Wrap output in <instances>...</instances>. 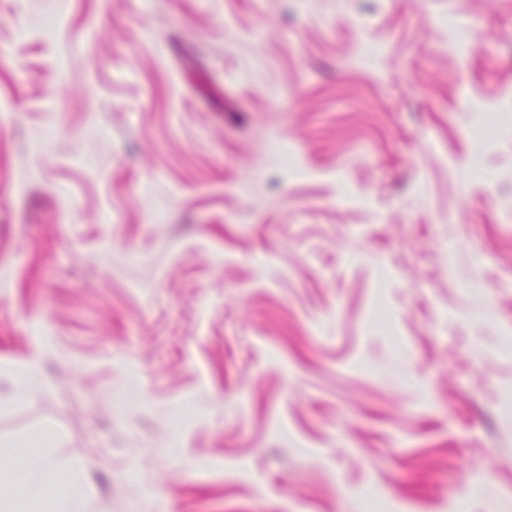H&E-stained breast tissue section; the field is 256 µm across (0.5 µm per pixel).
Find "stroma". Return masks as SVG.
Wrapping results in <instances>:
<instances>
[{
	"label": "stroma",
	"instance_id": "35a3bbf8",
	"mask_svg": "<svg viewBox=\"0 0 512 512\" xmlns=\"http://www.w3.org/2000/svg\"><path fill=\"white\" fill-rule=\"evenodd\" d=\"M64 512H512V0H0V468Z\"/></svg>",
	"mask_w": 512,
	"mask_h": 512
}]
</instances>
